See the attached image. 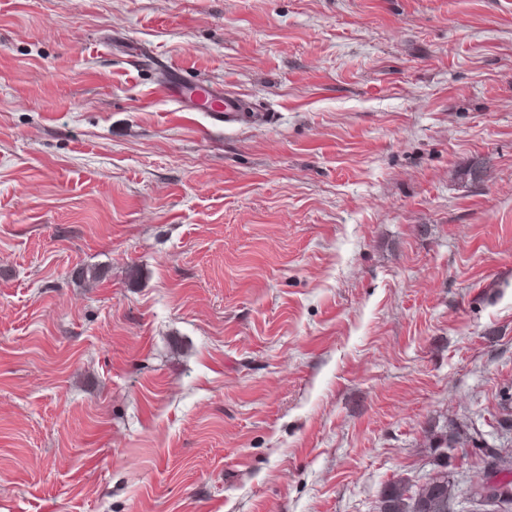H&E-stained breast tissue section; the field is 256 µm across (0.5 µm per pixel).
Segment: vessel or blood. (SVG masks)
Listing matches in <instances>:
<instances>
[{
    "label": "vessel or blood",
    "mask_w": 512,
    "mask_h": 512,
    "mask_svg": "<svg viewBox=\"0 0 512 512\" xmlns=\"http://www.w3.org/2000/svg\"><path fill=\"white\" fill-rule=\"evenodd\" d=\"M165 90L170 101L183 112H206L231 119L244 115L247 110L243 98L205 80L173 77Z\"/></svg>",
    "instance_id": "vessel-or-blood-1"
}]
</instances>
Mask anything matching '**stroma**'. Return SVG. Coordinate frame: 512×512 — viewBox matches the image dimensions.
<instances>
[{
	"label": "stroma",
	"mask_w": 512,
	"mask_h": 512,
	"mask_svg": "<svg viewBox=\"0 0 512 512\" xmlns=\"http://www.w3.org/2000/svg\"><path fill=\"white\" fill-rule=\"evenodd\" d=\"M166 65L262 120L179 111ZM455 427L474 512L512 452V0H0V512H378Z\"/></svg>",
	"instance_id": "obj_1"
}]
</instances>
